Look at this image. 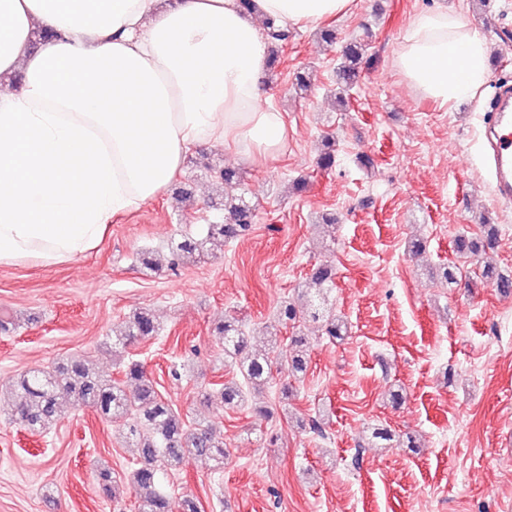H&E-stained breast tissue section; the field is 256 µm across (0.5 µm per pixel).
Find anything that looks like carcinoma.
<instances>
[{
    "label": "carcinoma",
    "instance_id": "obj_1",
    "mask_svg": "<svg viewBox=\"0 0 512 512\" xmlns=\"http://www.w3.org/2000/svg\"><path fill=\"white\" fill-rule=\"evenodd\" d=\"M267 39L280 45L288 39V31L276 20L264 19ZM369 43L354 37L347 41L337 67L336 95L345 103V94L360 78V63ZM224 181V223L210 224L203 237L183 235L171 242L170 264L198 263L225 244L246 236L255 224V206L246 201L241 191V178L232 169L219 172ZM490 243L460 236L455 240L456 252L466 257L487 255ZM332 268L321 264L312 269L307 282V304L303 315L320 323L324 334L341 336L342 324L326 298L331 287ZM215 337L224 344V355L231 358L245 354L240 366L242 381L219 384L216 395L225 407L237 408L246 402L250 392L261 393L274 379L275 362L266 354L247 351L244 326L237 320L218 324ZM159 333L150 311L135 312L126 321L121 336L114 342L119 357L122 379H104L90 368L87 360L71 356L48 368H34L13 382L16 409L21 423L29 430L43 432L63 413L64 405L88 407L102 417L120 423L125 443L134 448L137 467L130 474L136 488L138 512H198L194 499L184 498L172 506L163 485L164 475L180 468L188 459L206 457L224 460V440L211 425L189 427L181 415L155 390L144 363L125 352L132 341H148ZM287 355L288 371L302 373L307 367L305 338H290ZM96 488L106 499L118 502V481L112 469L103 467L96 473Z\"/></svg>",
    "mask_w": 512,
    "mask_h": 512
}]
</instances>
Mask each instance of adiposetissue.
Instances as JSON below:
<instances>
[{"label":"adipose tissue","mask_w":512,"mask_h":512,"mask_svg":"<svg viewBox=\"0 0 512 512\" xmlns=\"http://www.w3.org/2000/svg\"><path fill=\"white\" fill-rule=\"evenodd\" d=\"M350 0H0V266L63 264L155 199L191 146L268 158L288 128L262 106L258 19L314 24ZM483 38L419 13L397 57L448 104L487 81Z\"/></svg>","instance_id":"obj_1"}]
</instances>
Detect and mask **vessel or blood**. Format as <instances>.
<instances>
[{
  "label": "vessel or blood",
  "mask_w": 512,
  "mask_h": 512,
  "mask_svg": "<svg viewBox=\"0 0 512 512\" xmlns=\"http://www.w3.org/2000/svg\"><path fill=\"white\" fill-rule=\"evenodd\" d=\"M492 120L485 125L483 142L493 171L498 201L512 202V86H497L489 101Z\"/></svg>",
  "instance_id": "vessel-or-blood-1"
}]
</instances>
